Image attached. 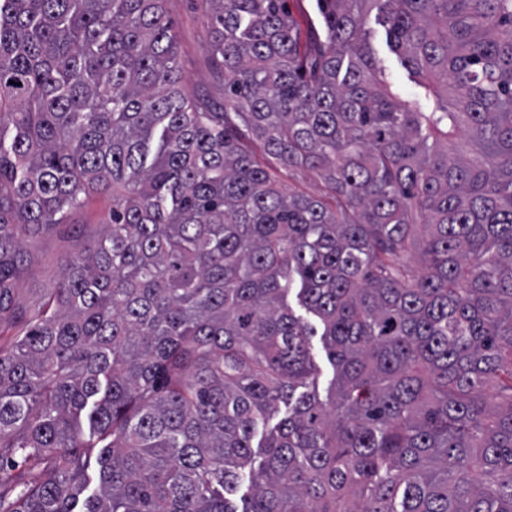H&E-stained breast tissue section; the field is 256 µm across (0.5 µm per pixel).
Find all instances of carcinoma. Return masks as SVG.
<instances>
[{
    "label": "carcinoma",
    "mask_w": 512,
    "mask_h": 512,
    "mask_svg": "<svg viewBox=\"0 0 512 512\" xmlns=\"http://www.w3.org/2000/svg\"><path fill=\"white\" fill-rule=\"evenodd\" d=\"M287 2L209 0L216 108L164 0H0V512H512V0ZM368 27L374 30L373 44L377 50L379 58L382 60L383 65L386 66L387 72L390 73L391 78L397 83L405 99H411L413 97V90L415 85L407 79V72L398 61L393 57L385 44V35L383 29L376 25L374 22V15H371ZM277 175L287 189L289 186L315 195H325L327 193L325 184L312 173L297 171L288 174V172L281 171ZM110 201L102 195L91 197L78 220L84 224H69L57 230L27 238L30 264L18 285L21 301L37 304L48 288H54L61 260L76 251L81 240L99 230L108 217Z\"/></svg>",
    "instance_id": "obj_1"
}]
</instances>
